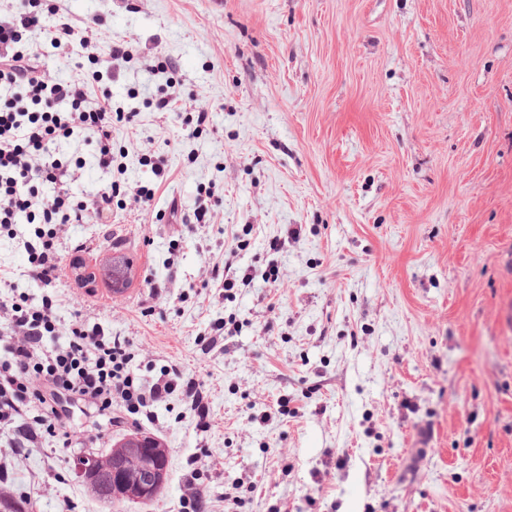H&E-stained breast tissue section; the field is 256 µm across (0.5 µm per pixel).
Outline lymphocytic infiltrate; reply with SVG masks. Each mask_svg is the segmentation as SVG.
Returning <instances> with one entry per match:
<instances>
[{
    "mask_svg": "<svg viewBox=\"0 0 512 512\" xmlns=\"http://www.w3.org/2000/svg\"><path fill=\"white\" fill-rule=\"evenodd\" d=\"M58 12V0H28L27 8L0 14V89L7 93L0 102V232H11L21 222L36 225L35 241L24 244L25 275L47 290L61 280L56 243L69 225L107 224L112 218L111 189L73 201L67 185L78 171L61 158L58 145L89 142L98 167L111 170L112 124L137 115L113 107L107 97L91 101V87L103 78L100 71L54 81L22 50L24 33L45 29L46 18ZM46 185L53 186L52 197L44 196ZM54 306L47 292L37 302H0V425H17L18 446L38 447L46 435L61 437L66 447L81 443V436L63 428L58 405L64 399L101 414L119 409L136 415L178 391L194 412L196 429L211 428L198 384L183 382L178 366L139 381L128 369L129 343L87 329L78 319L70 324L66 343L58 344ZM212 455V449H200L183 481L184 512H205L210 498L205 462Z\"/></svg>",
    "mask_w": 512,
    "mask_h": 512,
    "instance_id": "f902f5d3",
    "label": "lymphocytic infiltrate"
}]
</instances>
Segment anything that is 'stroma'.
<instances>
[{"label":"stroma","mask_w":512,"mask_h":512,"mask_svg":"<svg viewBox=\"0 0 512 512\" xmlns=\"http://www.w3.org/2000/svg\"><path fill=\"white\" fill-rule=\"evenodd\" d=\"M59 15L91 29L93 50L54 56L40 30L27 50L64 80L132 45L92 94L138 111L112 127L122 171L84 142L60 147L84 164L74 199L121 190L111 223L70 225L58 244L59 327L125 338L142 379L178 365L213 426L198 433L177 392L80 447L18 452L0 426L7 488L33 512H182L210 448L209 512L230 491L242 512H512V0H60ZM171 77L209 112L201 134L154 111ZM139 187L149 204L130 198ZM205 193L214 221L189 231ZM120 255L134 262L124 292L74 275ZM228 259L283 276L228 295L211 275ZM26 267L0 236V301L40 300ZM227 317L239 331L214 336ZM135 430L168 448L162 493L147 508L89 498L69 458ZM332 454L346 463L331 472Z\"/></svg>","instance_id":"obj_1"}]
</instances>
